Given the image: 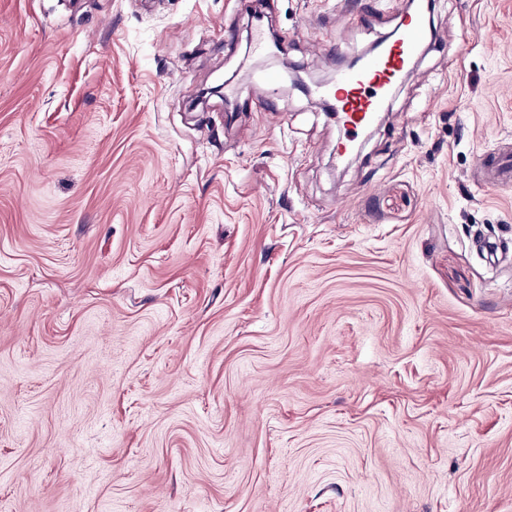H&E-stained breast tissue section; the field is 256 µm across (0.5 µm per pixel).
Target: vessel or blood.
Returning a JSON list of instances; mask_svg holds the SVG:
<instances>
[{"instance_id":"vessel-or-blood-1","label":"vessel or blood","mask_w":512,"mask_h":512,"mask_svg":"<svg viewBox=\"0 0 512 512\" xmlns=\"http://www.w3.org/2000/svg\"><path fill=\"white\" fill-rule=\"evenodd\" d=\"M432 35L426 11L407 12L394 35L380 49L354 68L339 69L321 96L335 104L336 120L345 136L337 146L340 159H347L358 138L370 129L384 100L406 76Z\"/></svg>"}]
</instances>
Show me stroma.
I'll return each mask as SVG.
<instances>
[{
  "label": "stroma",
  "mask_w": 512,
  "mask_h": 512,
  "mask_svg": "<svg viewBox=\"0 0 512 512\" xmlns=\"http://www.w3.org/2000/svg\"><path fill=\"white\" fill-rule=\"evenodd\" d=\"M402 8L0 0V512H512V0L347 163L295 82Z\"/></svg>",
  "instance_id": "1"
}]
</instances>
